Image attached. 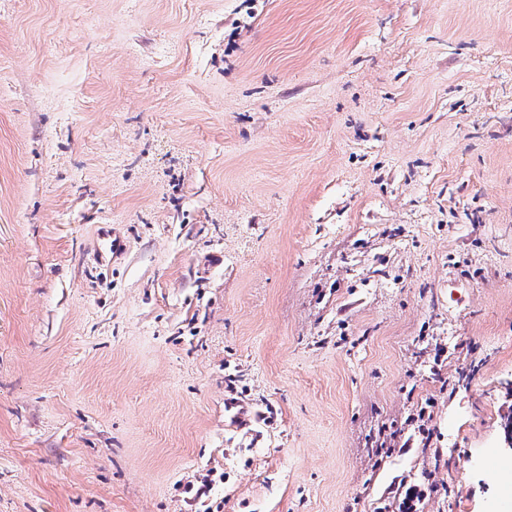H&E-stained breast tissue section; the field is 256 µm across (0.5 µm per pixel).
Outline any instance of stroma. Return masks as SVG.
<instances>
[{
  "instance_id": "obj_1",
  "label": "stroma",
  "mask_w": 512,
  "mask_h": 512,
  "mask_svg": "<svg viewBox=\"0 0 512 512\" xmlns=\"http://www.w3.org/2000/svg\"><path fill=\"white\" fill-rule=\"evenodd\" d=\"M511 432L512 0H0V512H489Z\"/></svg>"
}]
</instances>
